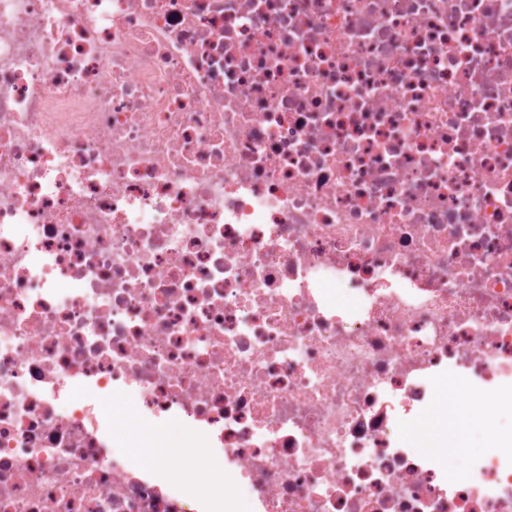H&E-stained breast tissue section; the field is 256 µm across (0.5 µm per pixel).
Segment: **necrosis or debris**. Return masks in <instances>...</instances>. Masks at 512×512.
<instances>
[{
    "label": "necrosis or debris",
    "mask_w": 512,
    "mask_h": 512,
    "mask_svg": "<svg viewBox=\"0 0 512 512\" xmlns=\"http://www.w3.org/2000/svg\"><path fill=\"white\" fill-rule=\"evenodd\" d=\"M447 371L512 417V0H0V512H512ZM439 405L448 406V424H453L455 428V436L448 448H442L448 453L449 457L459 456L465 448H469L463 455H460L453 468L455 470L463 469L469 462L470 457L475 453H481L490 448L488 432L490 429L489 422L482 417L479 419L485 428L480 434L481 448H476L474 435L477 428V422L472 418L464 405V399L461 397L456 382L448 379L444 380L440 385ZM146 427L156 432H170L178 433L179 427L176 421H169L165 423H147ZM160 433L152 432L148 429H144L139 438L138 448H131V456L129 453L121 447L120 439L122 435L119 432L113 435V453H117L128 458H133L134 462L141 467H151L160 462L161 454L166 449L167 451L171 448H154L155 443ZM131 458V459H132Z\"/></svg>",
    "instance_id": "1"
}]
</instances>
